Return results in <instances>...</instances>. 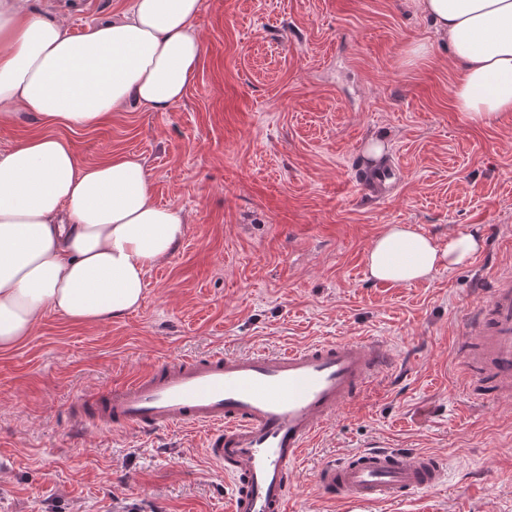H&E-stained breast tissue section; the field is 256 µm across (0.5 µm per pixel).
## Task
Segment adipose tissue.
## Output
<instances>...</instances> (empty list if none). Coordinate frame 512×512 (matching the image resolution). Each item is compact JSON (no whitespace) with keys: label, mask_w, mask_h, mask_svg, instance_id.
I'll use <instances>...</instances> for the list:
<instances>
[{"label":"adipose tissue","mask_w":512,"mask_h":512,"mask_svg":"<svg viewBox=\"0 0 512 512\" xmlns=\"http://www.w3.org/2000/svg\"><path fill=\"white\" fill-rule=\"evenodd\" d=\"M458 65L450 90L467 120L512 115V0H417ZM200 0H131L80 37L33 0H0V121L24 109L71 130L129 103L166 111L181 100L202 44ZM185 224L152 197L140 158L79 166L65 140L42 136L0 151V349L31 336L47 312L95 325L139 307L149 268L172 254ZM477 231L447 245L390 224L366 255L370 277L396 284L464 267Z\"/></svg>","instance_id":"obj_1"}]
</instances>
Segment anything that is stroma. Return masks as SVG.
I'll use <instances>...</instances> for the list:
<instances>
[{
	"mask_svg": "<svg viewBox=\"0 0 512 512\" xmlns=\"http://www.w3.org/2000/svg\"><path fill=\"white\" fill-rule=\"evenodd\" d=\"M128 3L35 0L75 36ZM194 25L202 53L166 111L131 104L80 131L23 109L0 122V151L52 135L82 166L139 156L154 200L186 224L138 309L97 325L49 312L0 350V512H226L206 429L79 427L77 397L171 352L350 338L408 371L379 376L313 441L292 476L298 512H512V397L472 399L459 355L475 284L512 268V118L477 125L452 108L456 63L415 0H200ZM379 134L399 180L370 201L356 179ZM388 224L443 243L471 229L484 247L380 287L365 257ZM375 441L443 456L447 486L362 509L326 499L316 466Z\"/></svg>",
	"mask_w": 512,
	"mask_h": 512,
	"instance_id": "35a3bbf8",
	"label": "stroma"
}]
</instances>
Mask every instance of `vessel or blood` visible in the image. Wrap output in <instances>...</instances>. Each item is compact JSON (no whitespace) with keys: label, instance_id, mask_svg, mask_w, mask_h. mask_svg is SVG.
Here are the masks:
<instances>
[{"label":"vessel or blood","instance_id":"vessel-or-blood-1","mask_svg":"<svg viewBox=\"0 0 512 512\" xmlns=\"http://www.w3.org/2000/svg\"><path fill=\"white\" fill-rule=\"evenodd\" d=\"M395 175L386 167L360 177L376 200ZM464 330L481 348L465 360L468 389L481 400L512 393V270L466 313ZM394 360L365 339L323 341L277 350L171 354L100 395L78 400L86 425L142 430L203 427L205 454L233 492L228 512H292L291 474L311 441ZM314 481L329 498L353 503L399 500L445 486L447 461L382 445L322 462Z\"/></svg>","mask_w":512,"mask_h":512}]
</instances>
